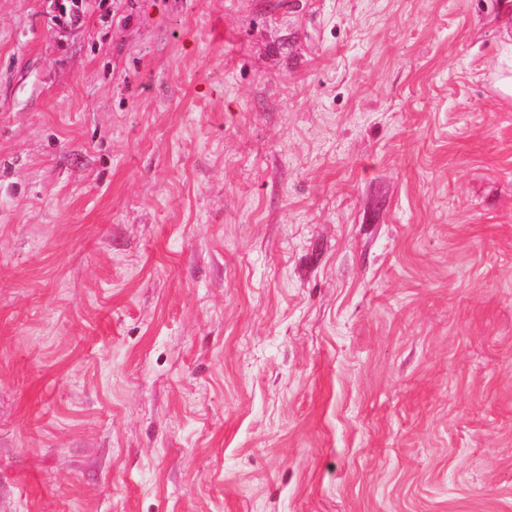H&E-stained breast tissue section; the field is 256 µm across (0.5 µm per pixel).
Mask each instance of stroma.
I'll return each instance as SVG.
<instances>
[{
	"label": "stroma",
	"instance_id": "35a3bbf8",
	"mask_svg": "<svg viewBox=\"0 0 512 512\" xmlns=\"http://www.w3.org/2000/svg\"><path fill=\"white\" fill-rule=\"evenodd\" d=\"M0 0V512H512L502 0Z\"/></svg>",
	"mask_w": 512,
	"mask_h": 512
}]
</instances>
